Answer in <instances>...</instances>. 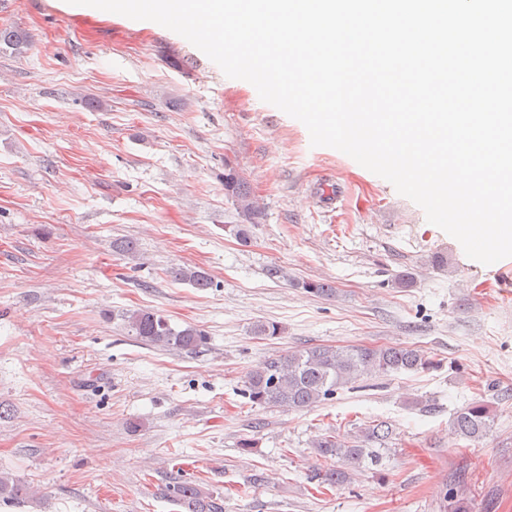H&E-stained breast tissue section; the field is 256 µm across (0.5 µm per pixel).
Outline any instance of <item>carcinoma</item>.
I'll use <instances>...</instances> for the list:
<instances>
[{
  "label": "carcinoma",
  "instance_id": "carcinoma-1",
  "mask_svg": "<svg viewBox=\"0 0 512 512\" xmlns=\"http://www.w3.org/2000/svg\"><path fill=\"white\" fill-rule=\"evenodd\" d=\"M224 193L235 202L245 220L228 226L239 240H248L249 225L257 224L263 216L247 181L236 170L224 172ZM171 276L195 288H209L212 280L206 272L195 268L173 267ZM125 327L148 345L162 348L198 350L206 344V336L188 326L177 330L159 311L138 309L121 314ZM435 362L416 346H311L290 351L266 360L245 381L244 395L251 405L301 410L328 399L336 391L363 377L386 376L393 372L430 370ZM495 415L487 404L471 403L458 410L450 421L453 435L476 440L492 428ZM392 434L383 422L362 427L357 433L342 436L327 433L311 443L315 455L324 460L337 459L338 466L315 474L320 483L338 487L350 482L356 468L364 461L377 460L375 445H382ZM166 492L181 508V512H224V505L198 485L178 481ZM33 493L21 481L0 474V503H28ZM447 512H473L471 499L452 490L447 494Z\"/></svg>",
  "mask_w": 512,
  "mask_h": 512
}]
</instances>
